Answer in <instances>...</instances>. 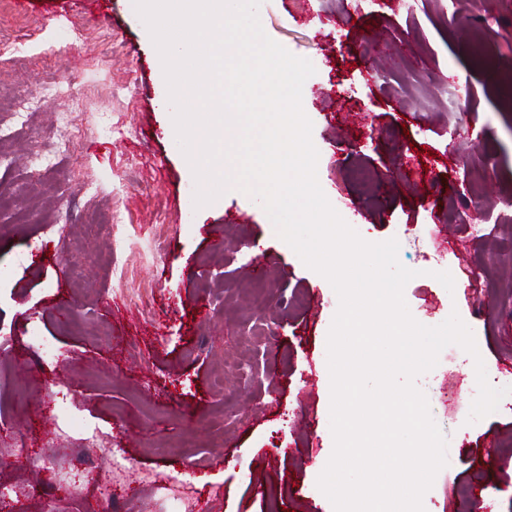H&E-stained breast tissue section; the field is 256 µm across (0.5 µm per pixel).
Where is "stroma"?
<instances>
[{
	"mask_svg": "<svg viewBox=\"0 0 512 512\" xmlns=\"http://www.w3.org/2000/svg\"><path fill=\"white\" fill-rule=\"evenodd\" d=\"M104 2V17L71 0L55 19L0 0V55L27 44L22 63L0 62V124L12 125L14 98L40 100L0 137V192L30 215L17 224L0 211V263L13 268L0 284V512H102L96 482L76 499L66 490L91 436L120 512H269L275 489L282 512H334L316 481L333 451L338 297L244 193L187 211L195 188L169 147L153 43L130 0ZM259 17L316 69L302 103L330 203L365 240H398L418 322L458 312L487 374L512 379V107L484 68L512 61V0H262ZM476 40L480 60L468 52ZM69 119L79 131L64 157L31 163ZM67 211L82 249L42 234ZM103 213L117 216L120 280L101 261L107 240L87 233ZM469 224L495 230L474 238ZM429 253L443 255L453 290L429 276ZM35 328L62 362L37 364ZM474 373L451 345L416 380L451 454L425 512H462L460 488L472 512H512V407L468 423ZM188 434L194 447H180ZM24 447L53 467H35Z\"/></svg>",
	"mask_w": 512,
	"mask_h": 512,
	"instance_id": "stroma-1",
	"label": "stroma"
}]
</instances>
